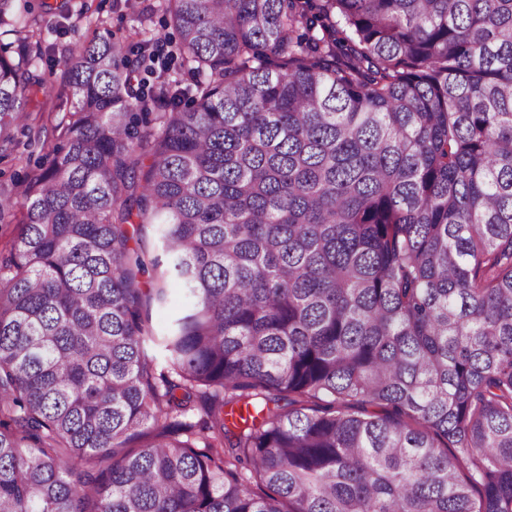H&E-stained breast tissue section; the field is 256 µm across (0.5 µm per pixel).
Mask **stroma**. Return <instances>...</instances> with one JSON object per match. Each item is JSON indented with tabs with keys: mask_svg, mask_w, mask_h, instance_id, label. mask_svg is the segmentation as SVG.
<instances>
[{
	"mask_svg": "<svg viewBox=\"0 0 512 512\" xmlns=\"http://www.w3.org/2000/svg\"><path fill=\"white\" fill-rule=\"evenodd\" d=\"M52 14L38 17L19 35L41 41L39 71L45 92L33 96L12 129L13 140L0 149V193L22 198L29 179L63 140L76 99L67 84V62L75 43L97 34L133 36L139 27L158 32L163 24L161 0H53Z\"/></svg>",
	"mask_w": 512,
	"mask_h": 512,
	"instance_id": "stroma-1",
	"label": "stroma"
}]
</instances>
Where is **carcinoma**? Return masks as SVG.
I'll return each mask as SVG.
<instances>
[{"mask_svg": "<svg viewBox=\"0 0 512 512\" xmlns=\"http://www.w3.org/2000/svg\"><path fill=\"white\" fill-rule=\"evenodd\" d=\"M36 7L0 0V146ZM163 9L191 82L160 37L76 46L18 203L0 512H512V0ZM176 311L172 305L160 306L154 302L144 306V314L149 317L150 323L159 335L166 331Z\"/></svg>", "mask_w": 512, "mask_h": 512, "instance_id": "obj_1", "label": "carcinoma"}]
</instances>
